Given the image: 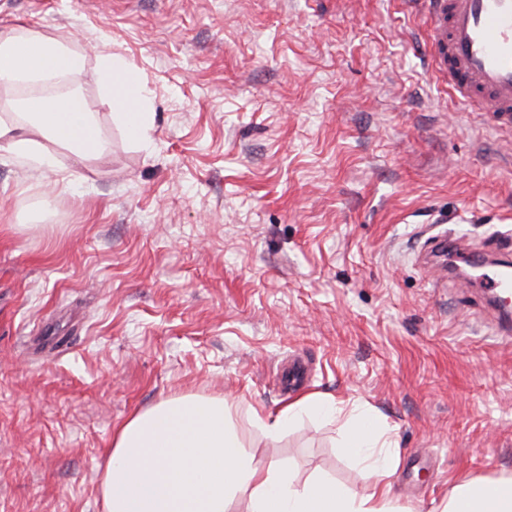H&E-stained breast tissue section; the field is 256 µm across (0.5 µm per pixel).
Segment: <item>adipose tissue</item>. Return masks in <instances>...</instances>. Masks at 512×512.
<instances>
[{
	"label": "adipose tissue",
	"mask_w": 512,
	"mask_h": 512,
	"mask_svg": "<svg viewBox=\"0 0 512 512\" xmlns=\"http://www.w3.org/2000/svg\"><path fill=\"white\" fill-rule=\"evenodd\" d=\"M86 55L68 42L23 26L0 31V88L51 83L56 94L33 93L20 122L0 121V152L32 168L55 169L51 145L85 159L104 147L98 116L81 92ZM102 100L129 136L150 140L144 79L123 56L100 58ZM333 401L308 394L277 414L254 413L266 438L280 436L306 412L335 416ZM372 486L358 496L317 478L300 480L285 463L258 464L217 399L180 397L140 412L117 431L102 482L107 512H398L391 476L395 444L377 417L363 411L343 446ZM439 512H512V478L469 480L455 486Z\"/></svg>",
	"instance_id": "1"
}]
</instances>
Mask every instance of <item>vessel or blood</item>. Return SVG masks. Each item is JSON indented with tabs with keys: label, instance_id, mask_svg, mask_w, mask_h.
<instances>
[{
	"label": "vessel or blood",
	"instance_id": "vessel-or-blood-1",
	"mask_svg": "<svg viewBox=\"0 0 512 512\" xmlns=\"http://www.w3.org/2000/svg\"><path fill=\"white\" fill-rule=\"evenodd\" d=\"M433 78L457 103L512 123V0H410Z\"/></svg>",
	"mask_w": 512,
	"mask_h": 512
}]
</instances>
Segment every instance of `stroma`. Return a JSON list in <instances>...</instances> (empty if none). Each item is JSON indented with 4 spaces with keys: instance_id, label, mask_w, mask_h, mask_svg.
Returning a JSON list of instances; mask_svg holds the SVG:
<instances>
[{
    "instance_id": "stroma-1",
    "label": "stroma",
    "mask_w": 512,
    "mask_h": 512,
    "mask_svg": "<svg viewBox=\"0 0 512 512\" xmlns=\"http://www.w3.org/2000/svg\"><path fill=\"white\" fill-rule=\"evenodd\" d=\"M86 50L105 147L66 174L0 155V512H105L115 429L221 398L265 464L370 487L344 420L263 437L309 393L375 411L405 512L512 477V126L455 109L401 0H0V26ZM124 56L151 143L102 108ZM459 241L458 276L423 245Z\"/></svg>"
}]
</instances>
